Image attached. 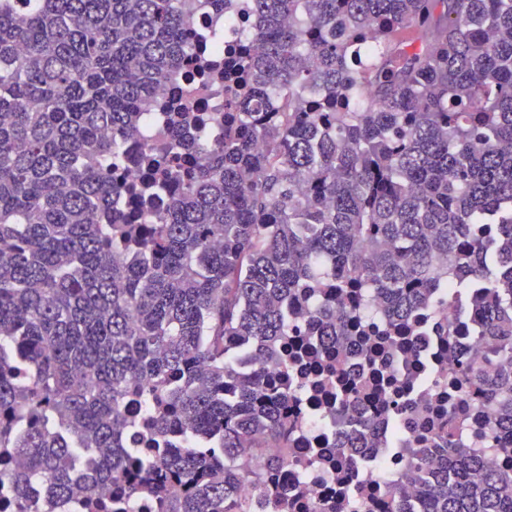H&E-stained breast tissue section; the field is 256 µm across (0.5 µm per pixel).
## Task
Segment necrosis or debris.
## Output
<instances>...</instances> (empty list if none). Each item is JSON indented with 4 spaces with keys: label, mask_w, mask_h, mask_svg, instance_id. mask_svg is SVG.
<instances>
[{
    "label": "necrosis or debris",
    "mask_w": 512,
    "mask_h": 512,
    "mask_svg": "<svg viewBox=\"0 0 512 512\" xmlns=\"http://www.w3.org/2000/svg\"><path fill=\"white\" fill-rule=\"evenodd\" d=\"M254 20L246 5L224 13L199 11L195 18L194 59L220 64L224 53L215 38L232 44L251 31ZM190 66L168 77L156 92L146 124L147 132L128 140L123 146L121 165L126 180L142 175L141 154L161 139L164 121L177 100L192 97ZM297 335L289 337L288 347L297 351L289 372L270 366L269 377L288 374L296 397L288 406V446L272 445L257 449L252 458L254 468L267 460L288 455L293 464L279 477L282 487L305 489L302 507L293 512H387L394 499H401L407 512H419L421 485L410 479L429 424L427 419L448 404V354H468L477 366H484V350L478 339L482 316L467 300L454 291L441 292L440 304L418 315L417 332L408 340H399L396 348L383 354L377 363H369L362 353L359 338H352L324 351L322 359L301 355V348L315 343L310 324L295 319ZM339 365L337 385L321 387L315 380L321 362ZM395 379L397 387L410 390L409 416L394 420L376 395L363 396L357 409H339L337 398L355 381L376 382L381 376ZM370 420L372 430L364 447L353 449L346 473L333 467L338 445L346 435L358 430L359 419ZM457 432L472 453L482 457L487 468L504 470L505 465L489 435V411L478 401H471L468 415Z\"/></svg>",
    "instance_id": "necrosis-or-debris-1"
}]
</instances>
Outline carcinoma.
<instances>
[{"label":"carcinoma","mask_w":512,"mask_h":512,"mask_svg":"<svg viewBox=\"0 0 512 512\" xmlns=\"http://www.w3.org/2000/svg\"><path fill=\"white\" fill-rule=\"evenodd\" d=\"M261 22L224 56V111L182 106L128 186L112 157L191 54L205 3L0 0V490L30 481L79 512H291L287 310L338 344L381 317L415 334L437 289L466 293L487 373L452 354L512 461V0H246ZM125 195L128 206L114 207ZM254 373L240 376L234 347ZM140 399L141 418L122 403ZM433 419L421 512H512ZM91 458L75 489L73 462ZM257 489L243 503L237 489ZM180 487L171 494L170 488Z\"/></svg>","instance_id":"carcinoma-1"}]
</instances>
